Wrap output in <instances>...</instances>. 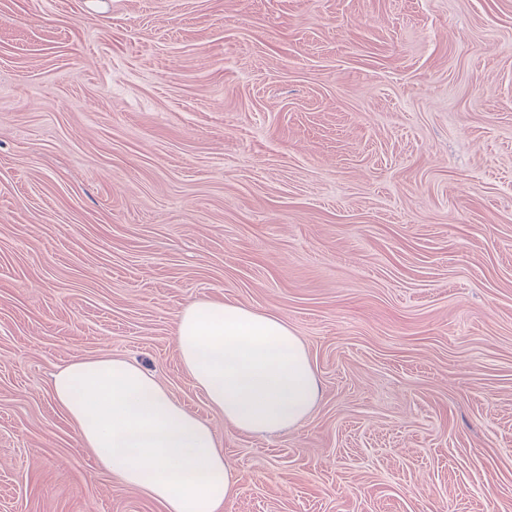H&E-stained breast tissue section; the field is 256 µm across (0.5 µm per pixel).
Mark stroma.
I'll use <instances>...</instances> for the list:
<instances>
[{"label": "stroma", "mask_w": 512, "mask_h": 512, "mask_svg": "<svg viewBox=\"0 0 512 512\" xmlns=\"http://www.w3.org/2000/svg\"><path fill=\"white\" fill-rule=\"evenodd\" d=\"M278 314L320 395L248 435L175 321ZM125 355L224 512H512V0H0V512H162L53 401Z\"/></svg>", "instance_id": "35a3bbf8"}]
</instances>
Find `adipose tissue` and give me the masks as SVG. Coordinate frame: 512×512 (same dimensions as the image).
<instances>
[{
  "mask_svg": "<svg viewBox=\"0 0 512 512\" xmlns=\"http://www.w3.org/2000/svg\"><path fill=\"white\" fill-rule=\"evenodd\" d=\"M175 340L184 370L239 431L278 433L312 413L316 374L303 342L275 313L197 300L178 315ZM52 396L98 465L163 512H224L236 471L211 425L153 373L121 356L77 358L54 375Z\"/></svg>",
  "mask_w": 512,
  "mask_h": 512,
  "instance_id": "obj_1",
  "label": "adipose tissue"
}]
</instances>
